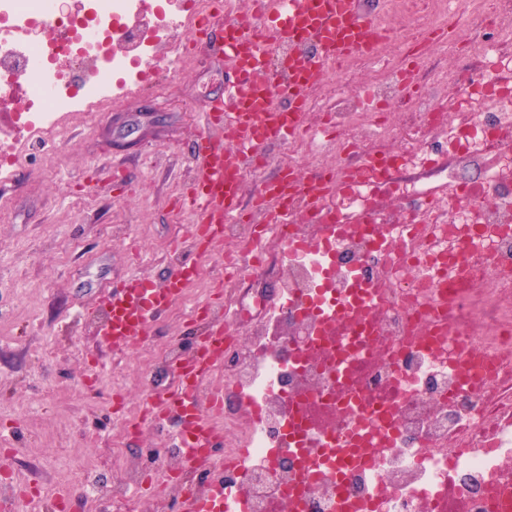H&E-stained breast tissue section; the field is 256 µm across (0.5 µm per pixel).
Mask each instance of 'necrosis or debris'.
Segmentation results:
<instances>
[{"label": "necrosis or debris", "instance_id": "1", "mask_svg": "<svg viewBox=\"0 0 512 512\" xmlns=\"http://www.w3.org/2000/svg\"><path fill=\"white\" fill-rule=\"evenodd\" d=\"M0 0V175L17 141L61 142L74 100L142 83L188 61L189 35L210 0ZM478 20L453 71L429 62L425 92L406 97L393 73L454 16ZM512 0H385L377 59L352 57L328 80L335 141H305L293 164L341 176L351 150L383 165L359 171L320 214L291 204L269 252L247 241L248 216L225 225L242 242L224 268L245 280L282 270L279 303L227 295L249 324L246 344L224 351V407L202 468L182 464L178 423L161 448L114 447L118 480L88 463L74 480L98 507L138 500L146 481L169 501L185 486L211 492V512H512ZM368 71L369 92L406 116L358 110L340 78ZM454 122H446V112ZM384 224L415 225L400 247ZM324 438L358 432L370 467L341 480L314 475L288 431Z\"/></svg>", "mask_w": 512, "mask_h": 512}]
</instances>
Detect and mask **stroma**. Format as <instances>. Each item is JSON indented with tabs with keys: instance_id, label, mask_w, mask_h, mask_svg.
I'll return each mask as SVG.
<instances>
[{
	"instance_id": "obj_1",
	"label": "stroma",
	"mask_w": 512,
	"mask_h": 512,
	"mask_svg": "<svg viewBox=\"0 0 512 512\" xmlns=\"http://www.w3.org/2000/svg\"><path fill=\"white\" fill-rule=\"evenodd\" d=\"M224 88V62L193 53L165 88L132 87L87 118L66 116L67 139L24 148L0 182V289L17 307L0 335V448L14 472L44 493H68L72 512H98L75 497L69 476L88 462L111 474L112 408L84 390L97 338L91 310L130 271L157 276L187 232L174 206L193 176L202 114ZM129 172L111 191L113 164ZM125 408L144 407L142 378L172 375L142 350L110 358Z\"/></svg>"
}]
</instances>
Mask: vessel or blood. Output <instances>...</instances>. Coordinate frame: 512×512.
I'll list each match as a JSON object with an SVG mask.
<instances>
[{"instance_id": "vessel-or-blood-1", "label": "vessel or blood", "mask_w": 512, "mask_h": 512, "mask_svg": "<svg viewBox=\"0 0 512 512\" xmlns=\"http://www.w3.org/2000/svg\"><path fill=\"white\" fill-rule=\"evenodd\" d=\"M380 36L375 17L362 9L361 0H250L246 10L225 17L223 24L201 21L191 40L196 47L223 56L226 80L223 95L204 114L206 133L195 148L187 203L197 218L185 244L201 253L223 254L224 225L237 219L247 203L260 216L256 238L264 240L267 225L279 222L289 201L304 200L315 210L337 186L357 184L352 169L338 182L327 175L305 179L289 166L261 181L249 196L243 173L260 152L298 138L308 126L311 90L353 54L376 58ZM298 42L314 43L316 53H298L287 65L274 67L275 50ZM195 273L192 264L181 262L159 279L134 272L114 283L101 306L100 346L117 355L143 341L152 324L178 302ZM235 338L221 307L211 306L194 352L172 367L169 389L148 401L150 423L178 416L187 466L199 464L200 449L214 438L204 411L222 407L224 395L204 393L203 387L223 366L224 348Z\"/></svg>"}]
</instances>
